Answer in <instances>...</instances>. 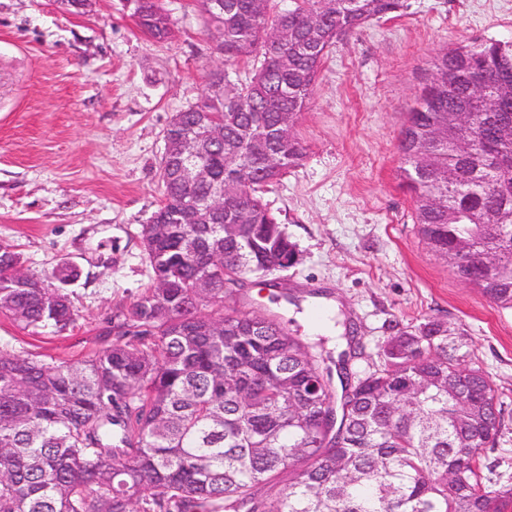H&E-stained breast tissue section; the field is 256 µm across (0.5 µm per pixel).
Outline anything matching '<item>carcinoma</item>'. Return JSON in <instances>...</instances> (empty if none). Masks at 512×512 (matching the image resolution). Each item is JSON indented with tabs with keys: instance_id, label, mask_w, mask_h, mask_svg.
Returning a JSON list of instances; mask_svg holds the SVG:
<instances>
[{
	"instance_id": "cac0c4a2",
	"label": "carcinoma",
	"mask_w": 512,
	"mask_h": 512,
	"mask_svg": "<svg viewBox=\"0 0 512 512\" xmlns=\"http://www.w3.org/2000/svg\"><path fill=\"white\" fill-rule=\"evenodd\" d=\"M200 2L224 76L210 72L166 128L162 198L141 232L152 282L85 360L0 353V512H512V481L481 468L501 431L497 391L448 322L398 330L375 359L353 323L335 361L276 314L225 302L247 277L269 286L297 262L263 194L306 158L297 127L331 48L404 0ZM132 16L154 40L172 39L162 0H140ZM241 65L254 68L246 83L230 79ZM477 75L492 96L512 87V42L435 54L409 108L397 178L427 247L459 256L462 279L512 309V222L489 223L512 216V138L501 137L512 96L472 113L470 149L434 136L451 129ZM214 122L217 146L206 138ZM184 138L208 181L184 182ZM220 184L241 193L206 224L179 222ZM18 262L0 244V315L66 330L77 316L63 288L72 271L61 263L46 288H8ZM355 359L367 364L359 374Z\"/></svg>"
}]
</instances>
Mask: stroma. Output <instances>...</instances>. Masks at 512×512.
<instances>
[{
  "instance_id": "1",
  "label": "stroma",
  "mask_w": 512,
  "mask_h": 512,
  "mask_svg": "<svg viewBox=\"0 0 512 512\" xmlns=\"http://www.w3.org/2000/svg\"><path fill=\"white\" fill-rule=\"evenodd\" d=\"M175 37L137 27L124 0L82 14L56 0H0V243L41 276L63 261L77 319L64 332L0 316V351L76 362L110 342L111 320L149 285L141 231L161 201L172 116L195 103L218 57L198 0H163ZM512 41V0H406L328 54L298 131L303 164L264 196L298 251L279 288L249 278L243 309L312 336L313 305L361 328L368 352L423 317L463 328L498 389L503 423L485 465L512 475V309L430 251L396 177L398 140L433 54L464 40ZM293 289L299 304L281 288ZM323 290L314 299L310 290Z\"/></svg>"
}]
</instances>
